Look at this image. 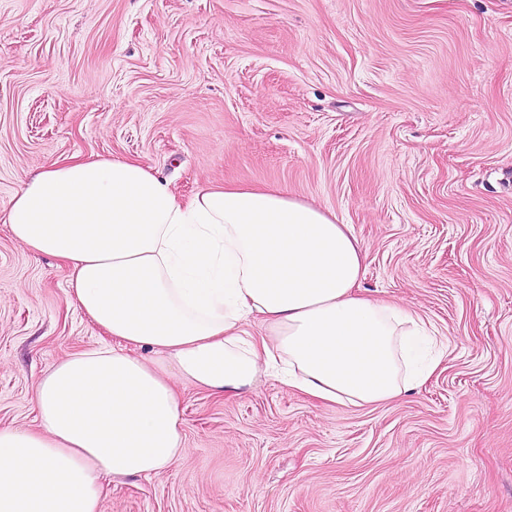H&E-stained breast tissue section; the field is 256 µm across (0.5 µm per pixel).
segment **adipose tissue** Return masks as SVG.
<instances>
[{
	"mask_svg": "<svg viewBox=\"0 0 512 512\" xmlns=\"http://www.w3.org/2000/svg\"><path fill=\"white\" fill-rule=\"evenodd\" d=\"M6 222L30 252L68 263L72 298L115 344L43 372L39 431L0 427V512H100L102 476L172 468L186 453L177 378L221 395L271 376L362 405L434 368L419 316L355 294L348 225L286 190L217 185L184 200L139 161L74 157L27 178Z\"/></svg>",
	"mask_w": 512,
	"mask_h": 512,
	"instance_id": "adipose-tissue-1",
	"label": "adipose tissue"
}]
</instances>
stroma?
Masks as SVG:
<instances>
[{
	"label": "stroma",
	"mask_w": 512,
	"mask_h": 512,
	"mask_svg": "<svg viewBox=\"0 0 512 512\" xmlns=\"http://www.w3.org/2000/svg\"><path fill=\"white\" fill-rule=\"evenodd\" d=\"M72 155L329 209L359 294L445 346L364 406L177 382L186 455L104 479L101 512H512V0H0V427L38 430L40 373L112 342L6 224Z\"/></svg>",
	"instance_id": "obj_1"
}]
</instances>
